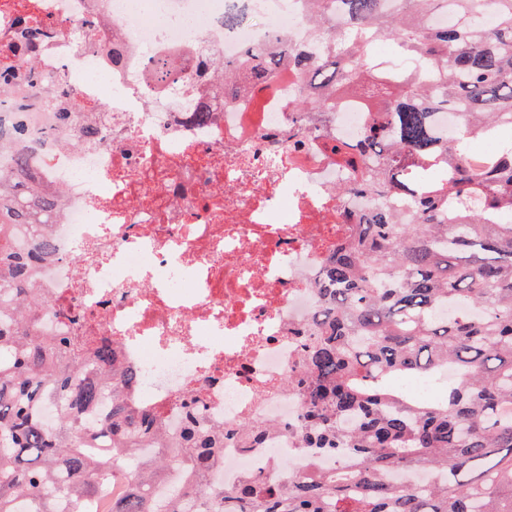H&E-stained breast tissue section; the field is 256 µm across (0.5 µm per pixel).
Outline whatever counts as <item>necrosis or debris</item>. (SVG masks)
<instances>
[{"instance_id": "necrosis-or-debris-1", "label": "necrosis or debris", "mask_w": 512, "mask_h": 512, "mask_svg": "<svg viewBox=\"0 0 512 512\" xmlns=\"http://www.w3.org/2000/svg\"><path fill=\"white\" fill-rule=\"evenodd\" d=\"M310 21L308 0H0V174L30 202L58 200L51 223L7 227L49 305L36 333L112 343L140 376L127 397L167 438L192 409L216 427L271 422L262 447L225 442L206 481L227 489L276 477L279 460L293 473L346 464L300 448L287 378L329 262L359 235L340 216L371 208L366 165L344 150L376 114L360 93L299 111L295 64L213 91L248 49L321 56L341 28L314 38ZM161 58L176 76L150 85ZM42 237L53 251L37 258Z\"/></svg>"}]
</instances>
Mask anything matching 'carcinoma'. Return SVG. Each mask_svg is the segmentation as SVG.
<instances>
[{
    "instance_id": "cac0c4a2",
    "label": "carcinoma",
    "mask_w": 512,
    "mask_h": 512,
    "mask_svg": "<svg viewBox=\"0 0 512 512\" xmlns=\"http://www.w3.org/2000/svg\"><path fill=\"white\" fill-rule=\"evenodd\" d=\"M314 3L316 28L328 9L349 25L333 55L309 64L287 46L253 52L224 64V76L259 81L286 55L326 100L330 90L378 88V118L358 148L372 163L364 189L378 203L363 217L347 214L360 237L327 267L306 367L293 380L304 398L301 447L349 455L356 467L210 487L203 477L224 440L258 447L269 426L224 432L189 413L174 441L189 485L116 498L103 512H512V221L501 220L512 215V0H499L491 27L474 0ZM448 13L454 25L433 23ZM380 36L399 46L392 77L367 57L365 40ZM448 111L469 116L452 141L437 125ZM487 135L504 147L478 170L463 141ZM391 198L409 202L404 218L389 213ZM24 204L0 176V217ZM28 270L7 251L0 223V292L17 299L15 322H0V512H90L112 482L160 478L167 440L149 458L137 453L134 439L154 422L124 396L139 376L120 368L111 344L33 334ZM443 305L460 314L435 317ZM450 366L456 379L433 404L391 385ZM406 471L432 478L394 480Z\"/></svg>"
}]
</instances>
